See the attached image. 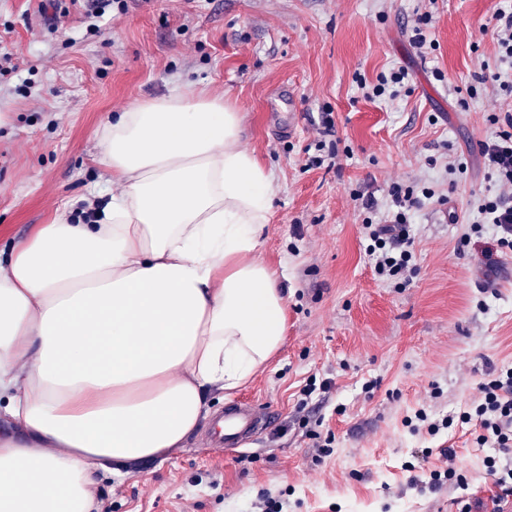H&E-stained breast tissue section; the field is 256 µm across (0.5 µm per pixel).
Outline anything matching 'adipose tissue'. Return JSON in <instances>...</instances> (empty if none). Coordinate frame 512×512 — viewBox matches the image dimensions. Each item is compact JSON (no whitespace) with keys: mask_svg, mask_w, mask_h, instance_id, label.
<instances>
[{"mask_svg":"<svg viewBox=\"0 0 512 512\" xmlns=\"http://www.w3.org/2000/svg\"><path fill=\"white\" fill-rule=\"evenodd\" d=\"M241 130L193 84L135 101L98 131L94 222L67 204L0 262V512H98L99 474L182 447L282 346L273 177Z\"/></svg>","mask_w":512,"mask_h":512,"instance_id":"1","label":"adipose tissue"}]
</instances>
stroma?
<instances>
[{
	"label": "stroma",
	"mask_w": 512,
	"mask_h": 512,
	"mask_svg": "<svg viewBox=\"0 0 512 512\" xmlns=\"http://www.w3.org/2000/svg\"><path fill=\"white\" fill-rule=\"evenodd\" d=\"M423 5L139 0L95 22L81 0H0L12 68L0 74V247L104 179L96 133L110 113L184 82L238 105L241 143L275 179L257 256L288 276L284 342L210 411L246 399L277 410V425L233 453L202 427L129 477L101 474V512H254L267 500L278 512H497L487 451L458 417L512 367V251L491 225L471 230L478 199L499 191L479 149L496 131L487 117L512 110V96L475 84L497 63L482 27L500 0H436L425 54L411 42ZM398 68L409 83L397 98L364 96L359 81ZM325 112L335 132L322 138ZM320 140L335 164L308 167ZM394 182L435 192L412 213L400 288L375 277L364 240ZM450 466L464 484L424 486Z\"/></svg>",
	"instance_id": "35a3bbf8"
}]
</instances>
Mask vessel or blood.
Here are the masks:
<instances>
[{
  "label": "vessel or blood",
  "instance_id": "vessel-or-blood-1",
  "mask_svg": "<svg viewBox=\"0 0 512 512\" xmlns=\"http://www.w3.org/2000/svg\"><path fill=\"white\" fill-rule=\"evenodd\" d=\"M277 421L276 413L252 403H235L225 408L215 422L214 443L227 450L236 449L246 441L270 429Z\"/></svg>",
  "mask_w": 512,
  "mask_h": 512
}]
</instances>
